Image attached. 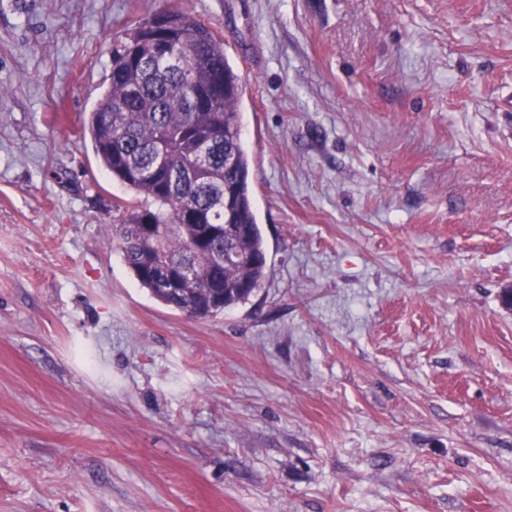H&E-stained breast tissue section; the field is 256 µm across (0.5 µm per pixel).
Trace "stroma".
Instances as JSON below:
<instances>
[{
    "mask_svg": "<svg viewBox=\"0 0 512 512\" xmlns=\"http://www.w3.org/2000/svg\"><path fill=\"white\" fill-rule=\"evenodd\" d=\"M225 43L268 253L195 320L112 244V53ZM0 512H512V0H0Z\"/></svg>",
    "mask_w": 512,
    "mask_h": 512,
    "instance_id": "stroma-1",
    "label": "stroma"
}]
</instances>
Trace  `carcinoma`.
Listing matches in <instances>:
<instances>
[{"mask_svg": "<svg viewBox=\"0 0 512 512\" xmlns=\"http://www.w3.org/2000/svg\"><path fill=\"white\" fill-rule=\"evenodd\" d=\"M164 15L168 27L151 30L157 14H149L114 52L107 90L87 128L101 164L127 190L112 203L113 239L125 263L162 305L205 319L249 301L267 277L242 142L239 104L246 86L224 40L207 25L184 11ZM158 163L168 170L196 166L200 178L140 174ZM190 205L194 219L185 216ZM147 219L165 228L162 250L192 255L194 276L185 289L167 290V270L151 265L149 252L134 242L135 228ZM197 224H221L224 234L195 249ZM226 248L240 260L217 261Z\"/></svg>", "mask_w": 512, "mask_h": 512, "instance_id": "cac0c4a2", "label": "carcinoma"}]
</instances>
